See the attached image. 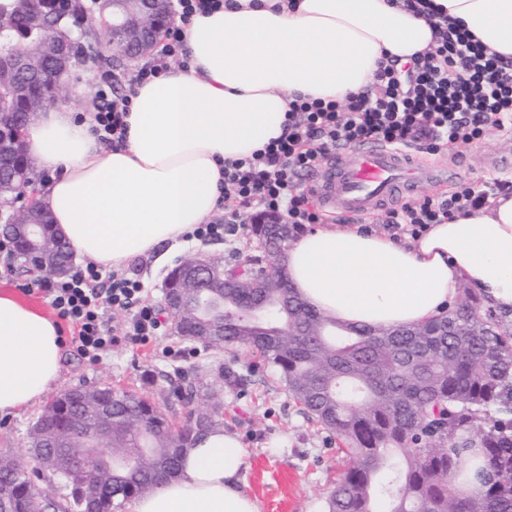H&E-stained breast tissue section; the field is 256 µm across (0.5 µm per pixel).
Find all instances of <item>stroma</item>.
I'll list each match as a JSON object with an SVG mask.
<instances>
[{"label": "stroma", "instance_id": "stroma-1", "mask_svg": "<svg viewBox=\"0 0 512 512\" xmlns=\"http://www.w3.org/2000/svg\"><path fill=\"white\" fill-rule=\"evenodd\" d=\"M90 32L98 43L99 63L74 66L61 99L75 113L92 109V91L102 73L131 71L100 27H91ZM491 154L512 155V134L496 131L470 145H447L436 157L455 160V182L459 185L497 179L512 182V172L488 167L486 158ZM240 221L242 229L234 240L205 244L194 239L184 241L179 247L168 248V261L163 265L151 256L131 261L129 267L138 272L147 299L154 306H161L163 282L170 268L181 260L212 255L232 264L244 258L249 252L252 217L244 214ZM11 263L14 274L0 279V291L11 293L46 316H54L49 300L34 286L36 273L25 272L22 259L12 258ZM188 344L195 349L191 359H174L167 353L168 347ZM228 369L245 376L246 386L225 390L224 372ZM194 377L205 387L222 393L224 430L237 438L247 454L246 489L262 502L264 512H326V501L348 460L334 436L293 402L274 368L246 349H215L200 342L193 344L169 327L149 346L124 342L113 345L94 365L67 346L63 349L60 380L45 397L50 400L71 388L109 384L146 394L161 404L173 388ZM44 408V402H40L17 415H0V454L29 458V431Z\"/></svg>", "mask_w": 512, "mask_h": 512}]
</instances>
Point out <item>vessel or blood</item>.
<instances>
[{"mask_svg": "<svg viewBox=\"0 0 512 512\" xmlns=\"http://www.w3.org/2000/svg\"><path fill=\"white\" fill-rule=\"evenodd\" d=\"M455 176L454 168L418 151L371 143L332 153L310 189L327 215L364 218L424 188L445 187Z\"/></svg>", "mask_w": 512, "mask_h": 512, "instance_id": "vessel-or-blood-1", "label": "vessel or blood"}]
</instances>
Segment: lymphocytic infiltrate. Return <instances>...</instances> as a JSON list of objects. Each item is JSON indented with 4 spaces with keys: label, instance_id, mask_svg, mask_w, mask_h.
<instances>
[{
    "label": "lymphocytic infiltrate",
    "instance_id": "lymphocytic-infiltrate-1",
    "mask_svg": "<svg viewBox=\"0 0 512 512\" xmlns=\"http://www.w3.org/2000/svg\"><path fill=\"white\" fill-rule=\"evenodd\" d=\"M224 0H174L176 20L145 61L127 79L124 93L111 80L94 90L93 111L79 122L105 146L124 144L136 88L165 75L171 63L188 68L183 52L184 27L197 13L209 14ZM377 91L339 104L296 99L290 102L282 134L251 157L224 165L219 207L228 210L197 225L193 239L206 243L237 236V217L272 216L295 228L321 224L325 215L313 194L300 183L302 172L318 167L333 151L366 142L410 147L432 154L448 144H471L494 131L512 128V60L491 53L469 34L441 26L435 46L414 62L390 63L376 75ZM491 187L459 186L448 195L425 196L388 210L384 228L392 237H412L430 225L468 216L485 206ZM44 291L68 334L62 342L89 363L125 341L147 344L163 322L144 298V285L134 271L104 270L94 263L77 265L59 278H46ZM129 318L123 330L111 323L113 314Z\"/></svg>",
    "mask_w": 512,
    "mask_h": 512
}]
</instances>
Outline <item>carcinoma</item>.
<instances>
[{
  "label": "carcinoma",
  "instance_id": "cac0c4a2",
  "mask_svg": "<svg viewBox=\"0 0 512 512\" xmlns=\"http://www.w3.org/2000/svg\"><path fill=\"white\" fill-rule=\"evenodd\" d=\"M32 64L0 63V142L13 165L0 173V194L32 186L21 161L23 138L43 106L31 98L48 81L63 83L69 65L37 52L42 27L81 20L55 0H0V25ZM295 228L277 233L255 224L271 262H285ZM445 314L422 324L356 328L305 303L281 280L270 288H226L224 335L197 332V301H187L181 335L209 347L250 349L276 368L289 396L317 425L336 435L350 465L326 501L327 512H512V318L485 304L477 289ZM196 413L210 409V428L224 426L219 398L195 381L173 392ZM106 405L112 439L106 448H47L73 465L59 472L69 512H116L121 501L154 491L177 476L202 434L174 436L167 414L149 397L114 388ZM44 415L67 430L81 416L87 430L102 420L97 390L58 396ZM479 482L464 491L451 480ZM50 498L34 489L28 467L0 456V512H35Z\"/></svg>",
  "mask_w": 512,
  "mask_h": 512
}]
</instances>
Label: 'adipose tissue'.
<instances>
[{
    "mask_svg": "<svg viewBox=\"0 0 512 512\" xmlns=\"http://www.w3.org/2000/svg\"><path fill=\"white\" fill-rule=\"evenodd\" d=\"M428 2L436 13L403 0H297L292 10L287 0H231L195 14L185 30L189 70L137 88L123 146L102 147L67 107L42 111L25 151L63 174L38 201L79 257L107 269L181 243L218 209L219 161L249 157L280 136L295 96L341 103L372 90L380 62L405 63L434 46V14L512 59V0ZM286 263L300 297L348 325L428 321L463 283L508 311L512 195L402 242L325 224L295 238ZM61 363L56 323L0 293V414L39 402ZM247 466L238 440L212 430L177 478L126 501L125 512H262L242 483Z\"/></svg>",
    "mask_w": 512,
    "mask_h": 512,
    "instance_id": "1",
    "label": "adipose tissue"
}]
</instances>
